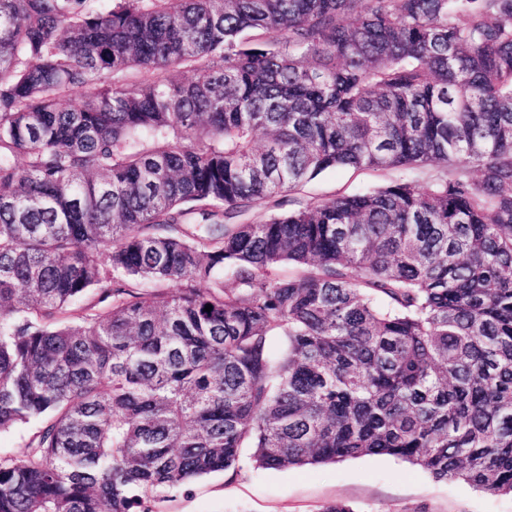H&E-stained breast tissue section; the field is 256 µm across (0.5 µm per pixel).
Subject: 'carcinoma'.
<instances>
[{
  "mask_svg": "<svg viewBox=\"0 0 512 512\" xmlns=\"http://www.w3.org/2000/svg\"><path fill=\"white\" fill-rule=\"evenodd\" d=\"M99 2L0 0V512L246 458L511 494L512 0ZM398 175L394 170L351 171L329 169L305 182L297 195L309 202L320 201L336 194L366 191L390 183ZM38 425L34 422L0 433V459H17L25 452L26 443L36 431Z\"/></svg>",
  "mask_w": 512,
  "mask_h": 512,
  "instance_id": "carcinoma-1",
  "label": "carcinoma"
}]
</instances>
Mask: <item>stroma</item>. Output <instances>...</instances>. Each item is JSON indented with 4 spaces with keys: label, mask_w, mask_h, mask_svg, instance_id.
Here are the masks:
<instances>
[{
    "label": "stroma",
    "mask_w": 512,
    "mask_h": 512,
    "mask_svg": "<svg viewBox=\"0 0 512 512\" xmlns=\"http://www.w3.org/2000/svg\"><path fill=\"white\" fill-rule=\"evenodd\" d=\"M392 170L329 169L305 182L300 197L316 202L366 191L395 179ZM342 501L352 512H512L511 494H490L462 481H438L388 457L315 467L254 469L231 479L215 473L174 493L158 512H320Z\"/></svg>",
    "instance_id": "35a3bbf8"
}]
</instances>
